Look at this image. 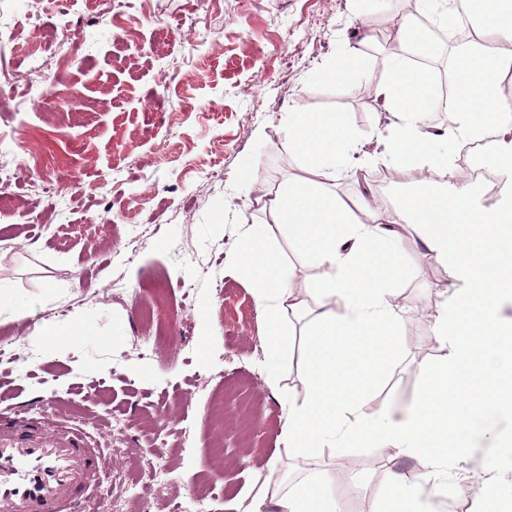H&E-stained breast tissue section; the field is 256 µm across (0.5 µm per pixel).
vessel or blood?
Returning a JSON list of instances; mask_svg holds the SVG:
<instances>
[{
	"instance_id": "1",
	"label": "vessel or blood",
	"mask_w": 512,
	"mask_h": 512,
	"mask_svg": "<svg viewBox=\"0 0 512 512\" xmlns=\"http://www.w3.org/2000/svg\"><path fill=\"white\" fill-rule=\"evenodd\" d=\"M107 475L83 429L16 425L0 414V512H90L89 488Z\"/></svg>"
}]
</instances>
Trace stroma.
<instances>
[{
  "mask_svg": "<svg viewBox=\"0 0 512 512\" xmlns=\"http://www.w3.org/2000/svg\"><path fill=\"white\" fill-rule=\"evenodd\" d=\"M410 0H0V289L33 317L0 312V412L98 435L110 476L92 512H170L205 486L199 512H253L274 488L321 472L341 512H381L380 449L339 444L286 453L289 396L308 386L314 323L288 320L276 389L265 383L262 317L237 264L266 225L301 288L323 275L265 196L308 178L288 135L292 112H342L375 149L389 125L365 91L389 74L392 20ZM349 78L316 80L345 52ZM257 171L240 183L244 163ZM355 219L369 198L399 223L414 187L383 160L336 175ZM410 273L394 286L397 353L364 415L406 411L419 358L446 363L434 321L454 286L404 235ZM169 283L154 300L149 283ZM84 318L80 343L46 350L38 326ZM163 466L169 480L145 473Z\"/></svg>",
  "mask_w": 512,
  "mask_h": 512,
  "instance_id": "1",
  "label": "stroma"
}]
</instances>
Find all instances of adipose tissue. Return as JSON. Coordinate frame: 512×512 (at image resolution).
Segmentation results:
<instances>
[{"mask_svg": "<svg viewBox=\"0 0 512 512\" xmlns=\"http://www.w3.org/2000/svg\"><path fill=\"white\" fill-rule=\"evenodd\" d=\"M470 2L476 40L454 59L451 76L460 95L448 129L438 134L421 126L433 89L402 59L393 58L388 79L371 86L380 109L397 118L379 138L380 158L397 173L417 177L404 221L457 283L435 325L437 341L451 348L450 360L440 367L421 364L424 387L414 407L400 417L370 420L360 413L396 349L392 290L407 269L397 256L398 231L384 225L376 209L357 222L336 199L337 172L365 151L342 113H289L290 141L309 177L265 202L298 248L322 260L327 275L315 288L295 287L293 270L261 227L250 228L238 256L263 317L270 385H278L288 350L284 315L298 314L310 297L318 308L308 344V391L288 402L284 444L308 456L345 440L381 449L388 464L385 512H437L449 464L470 458L472 423L492 410L512 413V319L501 315L504 303H512V194L496 207L483 206L475 184L447 181L448 155L430 148L438 136L483 141L481 166L512 181V106L501 88L512 75V0ZM404 457L422 460L427 473L398 471ZM270 499L275 512H339L324 477L315 473Z\"/></svg>", "mask_w": 512, "mask_h": 512, "instance_id": "ef3b65f1", "label": "adipose tissue"}]
</instances>
